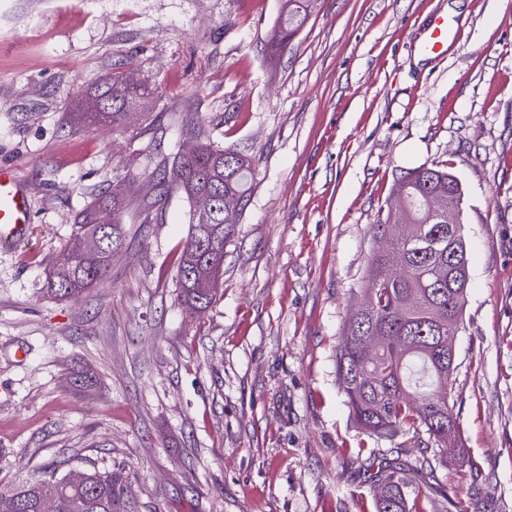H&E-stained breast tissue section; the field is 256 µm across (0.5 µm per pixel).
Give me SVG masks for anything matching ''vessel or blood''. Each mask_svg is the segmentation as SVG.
<instances>
[{"mask_svg": "<svg viewBox=\"0 0 512 512\" xmlns=\"http://www.w3.org/2000/svg\"><path fill=\"white\" fill-rule=\"evenodd\" d=\"M454 36L448 19L436 13L429 17L420 35L419 49L428 59L443 57ZM32 217L31 192L14 169L0 166V244L14 246L28 237Z\"/></svg>", "mask_w": 512, "mask_h": 512, "instance_id": "1", "label": "vessel or blood"}]
</instances>
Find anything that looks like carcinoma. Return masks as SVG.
<instances>
[{
  "label": "carcinoma",
  "instance_id": "obj_1",
  "mask_svg": "<svg viewBox=\"0 0 512 512\" xmlns=\"http://www.w3.org/2000/svg\"><path fill=\"white\" fill-rule=\"evenodd\" d=\"M312 0H283L282 14L268 46L275 57L288 50L308 18ZM156 88L132 82L114 68L102 76L86 102V116L114 132L128 131L125 107L140 101L150 109ZM194 144L179 155L158 182L159 196L175 191L189 201L223 188L237 209L211 224L191 218L178 259L179 299L193 315L216 300L224 279V246L246 210L255 187L254 160L214 144L201 123L183 126ZM449 173L421 165L397 178L402 205L371 225L375 237L393 224L409 231L390 239L387 249L372 255L367 270L366 298L347 323L336 349V369L347 404L363 429L384 437L397 434L428 439L439 448L460 442L448 335L463 328L468 259L462 218V195L448 193ZM130 204V185L123 179L98 193L82 212L73 244L61 250L48 279L60 299L79 295L107 280L112 251L125 238L123 216ZM428 456L415 462L386 454L370 458L369 483L376 488L374 512H416L421 495L419 476L432 472ZM47 496L58 512H140L131 472L123 464L99 469L91 464L79 482H69L51 464L34 479L0 485V512H40Z\"/></svg>",
  "mask_w": 512,
  "mask_h": 512
}]
</instances>
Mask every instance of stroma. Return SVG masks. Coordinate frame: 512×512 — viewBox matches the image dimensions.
I'll return each mask as SVG.
<instances>
[{
	"label": "stroma",
	"instance_id": "35a3bbf8",
	"mask_svg": "<svg viewBox=\"0 0 512 512\" xmlns=\"http://www.w3.org/2000/svg\"><path fill=\"white\" fill-rule=\"evenodd\" d=\"M280 6L0 0V165L33 210L28 240L0 246V483L64 458L120 462L141 512H373L370 452L437 451L361 428L336 345L380 249L371 226L399 206L400 173L426 164L462 185L469 284L452 375L462 443L420 479L422 506L450 512L477 466L493 512H512V0H317L272 59ZM434 10L465 23L438 63L418 50ZM116 66L158 88L121 135L82 115ZM187 115L256 166L224 282L193 317L177 298L191 206L155 189ZM121 177L133 195L109 278L53 299L57 252ZM82 369L96 390L70 387Z\"/></svg>",
	"mask_w": 512,
	"mask_h": 512
}]
</instances>
